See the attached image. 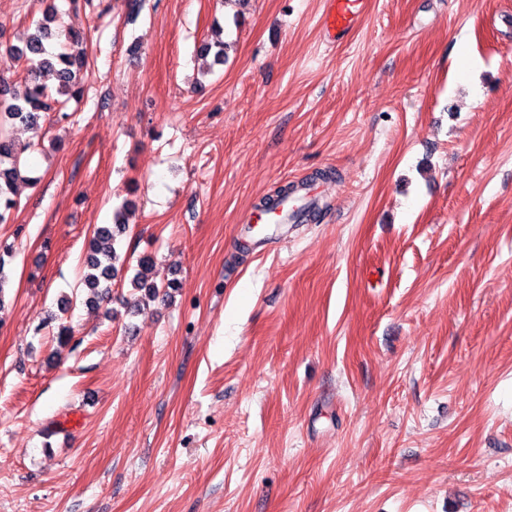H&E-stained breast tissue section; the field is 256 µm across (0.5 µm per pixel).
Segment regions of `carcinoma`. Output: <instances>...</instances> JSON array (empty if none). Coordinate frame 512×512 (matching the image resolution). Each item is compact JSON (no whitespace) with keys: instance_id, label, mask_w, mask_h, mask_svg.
Here are the masks:
<instances>
[{"instance_id":"carcinoma-1","label":"carcinoma","mask_w":512,"mask_h":512,"mask_svg":"<svg viewBox=\"0 0 512 512\" xmlns=\"http://www.w3.org/2000/svg\"><path fill=\"white\" fill-rule=\"evenodd\" d=\"M58 40L64 50L50 51L47 43ZM84 37L71 28L64 26L55 7L43 11L22 43L9 45L0 55L4 63L27 64L26 75L18 84H0V223L7 220L11 212L18 207L14 197L17 182L22 179V157L36 150L30 144H19L10 138L17 127H29L38 122L41 114L55 112L59 118L66 119L67 104L72 99H80L85 91L77 80L74 65L83 61ZM225 44L218 41L206 43L199 48L202 57L213 56L217 64L224 63ZM51 74L58 84L51 88L41 82V78ZM134 207L133 202L122 204L113 213L112 224L102 226L94 232L86 252L84 286L85 304L99 308L112 291V282L117 279L120 269L117 263L120 254L117 244L128 227L123 213ZM156 261L150 254H142L136 259L132 283L138 288L148 290L149 297L155 299L166 295L168 283H157L155 279Z\"/></svg>"}]
</instances>
